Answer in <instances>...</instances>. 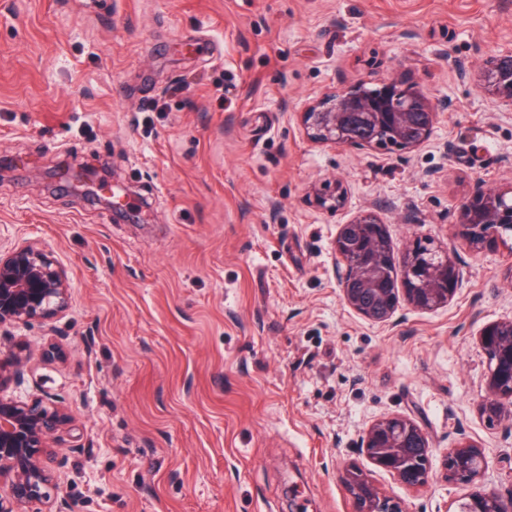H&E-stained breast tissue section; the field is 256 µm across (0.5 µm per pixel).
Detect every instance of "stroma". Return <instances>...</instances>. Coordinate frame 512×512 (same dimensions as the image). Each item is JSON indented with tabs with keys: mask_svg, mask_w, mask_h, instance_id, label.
<instances>
[{
	"mask_svg": "<svg viewBox=\"0 0 512 512\" xmlns=\"http://www.w3.org/2000/svg\"><path fill=\"white\" fill-rule=\"evenodd\" d=\"M509 49L512 0H0V247H39L71 285L0 344L27 349L8 395L74 418L54 445L72 512H355L350 463L411 512L512 491V423L479 412L512 251L458 233L478 187L512 185V108L483 89ZM394 74L439 109L427 143L308 137L306 104ZM61 164L108 169L139 221L69 191ZM336 180L343 205L317 206ZM366 212L395 252L447 247L448 305L374 322L344 304L333 241ZM392 415L430 439L423 488L357 446ZM463 439L489 461L472 488L442 466Z\"/></svg>",
	"mask_w": 512,
	"mask_h": 512,
	"instance_id": "35a3bbf8",
	"label": "stroma"
}]
</instances>
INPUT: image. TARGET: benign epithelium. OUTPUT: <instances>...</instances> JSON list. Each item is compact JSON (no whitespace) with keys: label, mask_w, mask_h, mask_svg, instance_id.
<instances>
[{"label":"benign epithelium","mask_w":512,"mask_h":512,"mask_svg":"<svg viewBox=\"0 0 512 512\" xmlns=\"http://www.w3.org/2000/svg\"><path fill=\"white\" fill-rule=\"evenodd\" d=\"M378 90L376 97L358 88L340 90L309 105L301 113V123L310 139L364 149L379 145V134L386 131L402 150L426 143L439 112L417 84L393 75ZM485 90L512 107V50L491 62L485 72ZM103 181L96 169H80L73 176L78 191L134 219L135 214L116 208L112 193L101 192ZM477 203L484 207L485 223L508 224L512 222V188L486 186L461 204V236L479 251L497 245L498 240L479 236L469 214ZM333 250L345 262L339 279L344 303L372 321L389 320L403 301L420 310L441 308L453 299L463 279L456 259L442 251L441 264L411 260L402 288L382 287V271L395 263V255L384 224L371 213L340 225ZM69 299L66 270L42 250L32 245L0 250V328L48 321L68 306ZM480 342L498 351L496 364L488 371L480 412L493 413L499 421L511 420L504 398L512 397V319L486 326ZM25 363L26 357L14 350L0 357V512H16L21 505H39L37 512H68L69 503L59 496L53 464L54 443L72 427V416L48 396L24 401L3 394L23 375ZM359 448L406 487L419 488L428 481L432 448L422 428L407 417L374 422L363 433ZM443 468L448 480L470 484L488 470L485 449L462 440L448 449ZM343 485L356 512H409L402 498L381 493L354 465L345 469ZM464 512H512V492L506 497L495 491L471 494Z\"/></svg>","instance_id":"7a95c632"}]
</instances>
